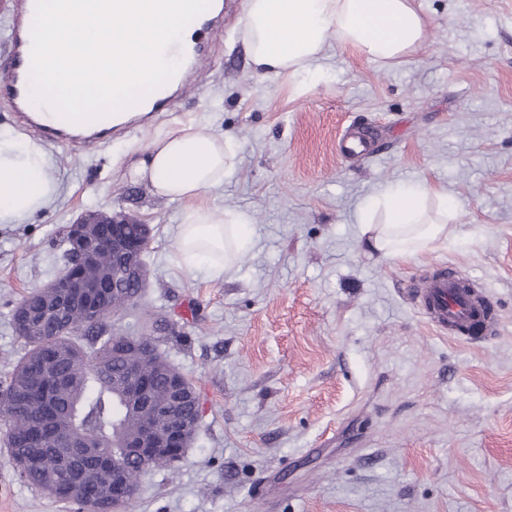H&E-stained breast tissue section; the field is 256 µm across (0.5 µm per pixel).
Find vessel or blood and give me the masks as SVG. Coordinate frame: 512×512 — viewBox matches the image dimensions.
<instances>
[{
    "label": "vessel or blood",
    "instance_id": "b4317fda",
    "mask_svg": "<svg viewBox=\"0 0 512 512\" xmlns=\"http://www.w3.org/2000/svg\"><path fill=\"white\" fill-rule=\"evenodd\" d=\"M11 13L10 48L0 56V102L8 104L28 127L37 129L48 140L65 142L68 149L79 152L93 144H106L116 127L114 119L104 116L87 123H73L55 117L44 123L30 100V69L32 24L35 0H8ZM196 33L191 41L179 48H168L167 55L179 62V68L169 84L156 89L149 99L134 104L137 112H162L173 102V87L186 85L188 77L211 43L220 39L223 30L216 15L204 13L195 20ZM372 136L362 129L345 133L338 142L340 154L352 157L369 151ZM462 279L455 271L441 270L431 276L416 296L428 322L436 329L458 339L467 338L470 331L489 328L494 312L485 295L461 288Z\"/></svg>",
    "mask_w": 512,
    "mask_h": 512
}]
</instances>
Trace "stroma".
Masks as SVG:
<instances>
[{
	"mask_svg": "<svg viewBox=\"0 0 512 512\" xmlns=\"http://www.w3.org/2000/svg\"><path fill=\"white\" fill-rule=\"evenodd\" d=\"M421 47L384 64L329 41L293 78L252 75L244 0L174 108L101 148L46 147L50 206L0 224V381L25 350L15 306L63 268L84 212L151 230L145 302L202 415L177 468L140 479L124 512H512V0H415ZM205 120L237 147L200 202L245 214L234 273L173 261L183 203L124 178L155 132ZM370 128V155L336 139ZM448 194V238L371 251L361 213L384 188ZM457 268L494 303V334L437 332L407 293ZM0 512H69L20 479L0 425Z\"/></svg>",
	"mask_w": 512,
	"mask_h": 512,
	"instance_id": "stroma-1",
	"label": "stroma"
}]
</instances>
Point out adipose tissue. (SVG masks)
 Here are the masks:
<instances>
[{"instance_id": "1", "label": "adipose tissue", "mask_w": 512, "mask_h": 512, "mask_svg": "<svg viewBox=\"0 0 512 512\" xmlns=\"http://www.w3.org/2000/svg\"><path fill=\"white\" fill-rule=\"evenodd\" d=\"M427 24L415 0H246L242 39L259 77H295L310 70L328 40L367 57L395 60L418 49ZM235 147L203 121L157 134L131 176L153 194L184 203L174 260L193 268L207 260L214 275L232 272L248 239L243 214L199 203V196L223 186L234 167ZM50 159L37 143L0 131V223L10 224L47 207L57 194L48 175ZM436 196L440 211L448 197L421 182L389 188L375 199L384 212L380 224H363L369 246L403 257L428 249L448 227L425 214Z\"/></svg>"}]
</instances>
